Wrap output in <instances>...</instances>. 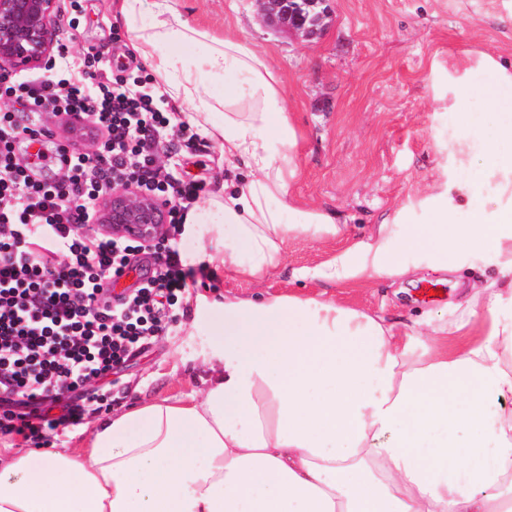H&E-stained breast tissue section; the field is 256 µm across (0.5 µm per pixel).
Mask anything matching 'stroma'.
<instances>
[{"instance_id": "obj_1", "label": "stroma", "mask_w": 512, "mask_h": 512, "mask_svg": "<svg viewBox=\"0 0 512 512\" xmlns=\"http://www.w3.org/2000/svg\"><path fill=\"white\" fill-rule=\"evenodd\" d=\"M61 5L56 28L67 47L68 75L90 79L91 69L80 61L90 50L122 75L150 77L115 20L111 0ZM176 5L191 23L217 35L238 33L268 53L302 133L300 174L290 191L335 212L343 234L324 243L307 236L290 240L281 266L259 283L236 278L220 261L198 254L195 242L182 240L185 264L205 268L207 276L170 308L164 336L114 369L104 398L113 410L200 387L208 338L191 326L196 296L303 294L310 285L295 279L294 271L318 267L367 241L376 224L386 223V236L395 242L404 225L428 223L425 199L448 188V145L464 117L491 119L478 90L492 76L476 70L479 53L512 57V0H329L328 28L308 40L265 22L254 0ZM464 72L472 90L458 111H449L448 80ZM162 160L177 177L205 183L210 192L233 175L219 146L204 138L195 150H169ZM402 260L410 275L344 287L343 299L412 323L452 312L464 286L496 273L495 257L486 251L471 253L460 271L438 270L417 252L404 253ZM432 285L438 297L423 299L422 289Z\"/></svg>"}]
</instances>
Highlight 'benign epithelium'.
<instances>
[{
    "label": "benign epithelium",
    "instance_id": "benign-epithelium-1",
    "mask_svg": "<svg viewBox=\"0 0 512 512\" xmlns=\"http://www.w3.org/2000/svg\"><path fill=\"white\" fill-rule=\"evenodd\" d=\"M262 18L301 39L327 27L329 13L318 9L324 0H256ZM61 0H0V70L44 69L54 60L58 43L54 22ZM169 206L133 182L112 183L99 196L94 224L114 238L145 244L167 238Z\"/></svg>",
    "mask_w": 512,
    "mask_h": 512
}]
</instances>
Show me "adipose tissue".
<instances>
[{"label":"adipose tissue","instance_id":"1","mask_svg":"<svg viewBox=\"0 0 512 512\" xmlns=\"http://www.w3.org/2000/svg\"><path fill=\"white\" fill-rule=\"evenodd\" d=\"M112 7L159 94L246 170L189 209L185 235L251 280L291 239L334 240L335 214L289 192L302 135L268 55L175 0ZM478 63L497 120L464 124L448 147L463 177L400 243L442 268L495 255L457 318L418 329L320 295L197 297L203 387L102 415L77 448H0V512H512V58ZM407 272L381 236L302 276L336 287Z\"/></svg>","mask_w":512,"mask_h":512}]
</instances>
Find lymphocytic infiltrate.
<instances>
[{"label": "lymphocytic infiltrate", "instance_id": "lymphocytic-infiltrate-1", "mask_svg": "<svg viewBox=\"0 0 512 512\" xmlns=\"http://www.w3.org/2000/svg\"><path fill=\"white\" fill-rule=\"evenodd\" d=\"M2 97L33 119L22 125L0 111V432L46 447L53 432L102 409L91 383L162 336L169 306L196 282L173 243L141 288L113 295V279L129 270L138 247L84 233L99 193L118 180L136 182L164 197L177 233L205 185L159 165L161 151L193 148L197 135L173 123L143 80L103 68L88 84L0 72ZM47 112L91 117L99 138L95 155L70 151L58 182L33 180L13 157L18 141L49 137L38 121Z\"/></svg>", "mask_w": 512, "mask_h": 512}]
</instances>
